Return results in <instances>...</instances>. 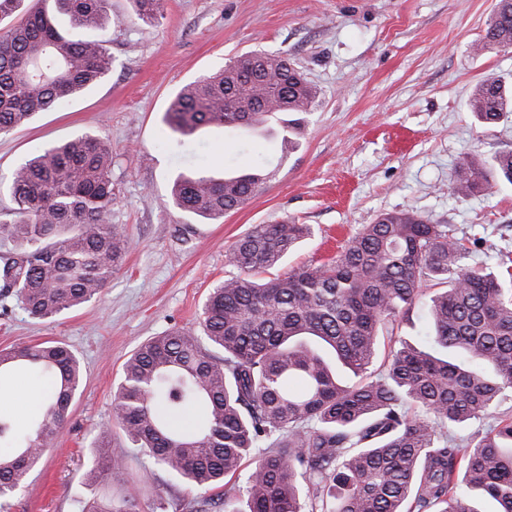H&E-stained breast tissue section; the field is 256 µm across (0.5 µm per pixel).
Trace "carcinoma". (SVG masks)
I'll list each match as a JSON object with an SVG mask.
<instances>
[{
  "instance_id": "carcinoma-1",
  "label": "carcinoma",
  "mask_w": 512,
  "mask_h": 512,
  "mask_svg": "<svg viewBox=\"0 0 512 512\" xmlns=\"http://www.w3.org/2000/svg\"><path fill=\"white\" fill-rule=\"evenodd\" d=\"M25 0H0V132L23 125L102 81L112 70L104 40L110 0H40L17 25L1 22ZM163 0H134L145 22ZM512 47V0H498L478 49ZM235 68L231 79L226 68ZM176 95L171 130L234 128L235 105L253 109L252 130L279 112H310L317 91L287 57L247 55ZM468 107L485 124L512 112V85L497 73ZM512 184V150L486 161L465 155L449 179L468 198ZM259 172L230 179L203 169L180 175L181 210L212 219L245 205ZM0 211L20 251L0 253V301L12 296L33 318L60 316L95 298L119 269L130 241L112 223V150L84 134L21 163ZM313 233L308 224H256L229 250L237 274L210 292L200 325L206 343L173 327L142 344L123 366L113 410L132 447L170 476L224 488V512H480L471 493L512 512V279L468 263L462 242L412 209L363 224L317 267L269 276ZM427 344L395 338L397 318L418 305ZM391 345L379 369L380 341ZM29 369L46 379L42 415L24 432L0 416V512L27 488L30 472L62 429L81 367L59 340L0 349V383ZM188 408L190 425L177 422ZM479 424L461 438L453 429ZM255 461L244 485L234 482ZM95 478L119 480L118 460L96 459ZM161 493L155 512H180ZM81 512H138L131 497L95 500Z\"/></svg>"
}]
</instances>
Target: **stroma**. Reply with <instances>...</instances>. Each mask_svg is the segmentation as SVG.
Here are the masks:
<instances>
[{
    "label": "stroma",
    "mask_w": 512,
    "mask_h": 512,
    "mask_svg": "<svg viewBox=\"0 0 512 512\" xmlns=\"http://www.w3.org/2000/svg\"><path fill=\"white\" fill-rule=\"evenodd\" d=\"M498 0H166L158 23L132 0H112L108 77L82 96L0 134V178L50 143L83 133L112 149L113 223L131 246L101 294L66 314L34 319L14 298L0 312V349L57 339L77 355L82 380L67 421L31 471L10 512H80L93 496L135 497L153 512L157 492L192 502L209 492L171 478L131 448L113 413L122 367L171 327L199 330L227 254L252 225L285 219L313 233L286 269L316 267L381 213L412 209L471 244V263L512 266V186L450 194L456 162L512 149V112L482 124L467 100L488 73L512 82V49L478 51ZM286 55L318 90L310 112H283L256 139L217 129L189 136L164 121L173 96L230 59ZM262 167L243 207L210 220L177 208L178 173L208 164ZM194 232H186V225ZM109 427L123 480L91 485L99 432Z\"/></svg>",
    "instance_id": "1"
}]
</instances>
